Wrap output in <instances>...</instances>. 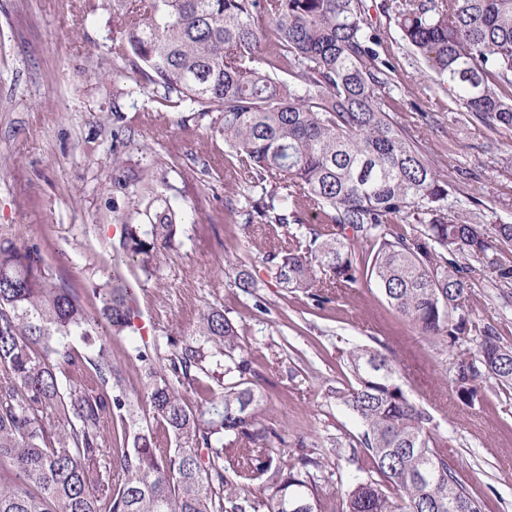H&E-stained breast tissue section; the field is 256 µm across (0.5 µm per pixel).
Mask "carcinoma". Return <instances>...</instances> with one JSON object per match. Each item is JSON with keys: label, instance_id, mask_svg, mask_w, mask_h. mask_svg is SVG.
I'll return each instance as SVG.
<instances>
[{"label": "carcinoma", "instance_id": "carcinoma-1", "mask_svg": "<svg viewBox=\"0 0 512 512\" xmlns=\"http://www.w3.org/2000/svg\"><path fill=\"white\" fill-rule=\"evenodd\" d=\"M113 11L121 56L144 85L219 112L215 131L237 160L225 176L247 174L242 208L279 287L323 308L365 278L450 350L470 331L469 259L512 288L496 245L512 243V224L492 237L453 210L452 183L394 122L395 68L374 49L365 0H113ZM382 11L463 111L512 128V0H385ZM146 217L125 225L114 261L149 277L180 214L166 204ZM134 295L117 279L93 315L38 246L0 244V512H480L381 344L349 350L353 382L332 391L362 427L336 441L355 464L346 480L334 472L346 483L339 503L322 492V458L275 452L279 435L258 420L263 394L222 308L167 339L164 357L134 347L156 423L140 426L105 332L134 329ZM490 378L512 388V346L489 325L457 355L452 381L469 405ZM163 438L174 442L165 453Z\"/></svg>", "mask_w": 512, "mask_h": 512}]
</instances>
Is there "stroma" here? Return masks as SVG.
Returning <instances> with one entry per match:
<instances>
[{"mask_svg": "<svg viewBox=\"0 0 512 512\" xmlns=\"http://www.w3.org/2000/svg\"><path fill=\"white\" fill-rule=\"evenodd\" d=\"M379 2L368 0L378 52L396 67L395 120L451 180L457 211L478 213L490 231L512 223V131L491 133L438 89ZM119 38L112 0H0V241L36 243L55 276L84 289L91 311L115 275L137 282L144 326L110 338L134 399L144 391L134 346L180 338L200 311L223 308L240 330L264 394L259 420L279 433L277 449L323 458L331 471L354 472L339 465L335 444L361 428L329 391L351 378L346 351L380 341L484 512H512V388L489 379L479 401L463 404L448 380L452 353L416 336L376 286L358 282L344 302L322 309L279 288L255 229L226 209L247 185L241 174L224 179L233 158L213 130L216 113L166 101L153 85L138 89ZM116 155L122 168L112 166ZM148 162L147 179L119 186ZM157 196L179 210L183 231L157 272L140 280L115 265L113 248L118 228L145 223ZM472 266L470 338L489 323L512 345V289L497 288L480 261ZM242 272L257 281L256 298L235 287Z\"/></svg>", "mask_w": 512, "mask_h": 512, "instance_id": "35a3bbf8", "label": "stroma"}]
</instances>
